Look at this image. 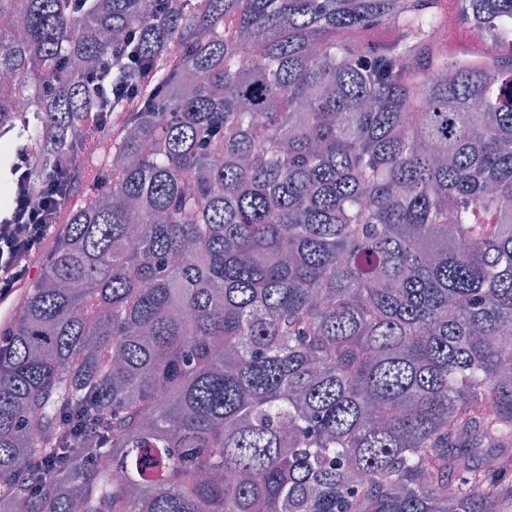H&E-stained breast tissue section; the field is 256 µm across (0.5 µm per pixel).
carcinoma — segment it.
Masks as SVG:
<instances>
[{
	"mask_svg": "<svg viewBox=\"0 0 512 512\" xmlns=\"http://www.w3.org/2000/svg\"><path fill=\"white\" fill-rule=\"evenodd\" d=\"M1 17L33 186L149 82L0 330V512H512V0ZM112 59L106 58L100 65L99 72L87 77L86 81L92 86L100 99L101 105L94 113V125L98 130H103L114 110L126 111V105L131 104L140 93V86L134 83H120L115 86L107 87L104 83L108 76L112 75ZM106 111V112H104Z\"/></svg>",
	"mask_w": 512,
	"mask_h": 512,
	"instance_id": "obj_1",
	"label": "carcinoma"
}]
</instances>
